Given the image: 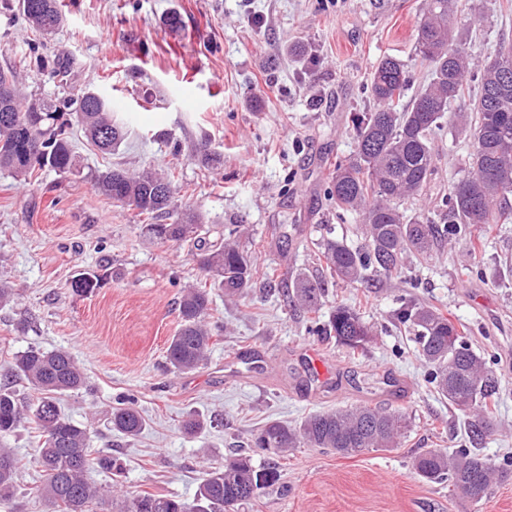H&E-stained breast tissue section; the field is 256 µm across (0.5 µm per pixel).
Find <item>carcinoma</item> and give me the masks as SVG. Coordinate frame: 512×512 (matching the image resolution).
Listing matches in <instances>:
<instances>
[{
  "instance_id": "carcinoma-1",
  "label": "carcinoma",
  "mask_w": 512,
  "mask_h": 512,
  "mask_svg": "<svg viewBox=\"0 0 512 512\" xmlns=\"http://www.w3.org/2000/svg\"><path fill=\"white\" fill-rule=\"evenodd\" d=\"M456 0H428L417 21L420 57L430 67L427 85L408 103H403L409 74L398 60L385 57L374 67L367 90L377 107L354 117L356 151L336 162L327 193L336 203V219L348 214L361 219L365 240L361 250L344 240L326 237L317 243L318 259L325 262L324 276H299L292 284L296 302L307 312L323 305L325 285L338 280L362 284L373 277L401 272L406 262L425 259L439 244L457 235L468 237L471 258L488 241L472 229L512 221V44L500 46L496 58L473 73L470 50L454 43L451 17ZM25 21L45 38L54 36L64 22L62 0H18ZM479 89L467 98L469 85ZM468 102L453 124L456 135L468 138L471 151L464 174L443 199L447 222L434 224L411 218L400 202L418 194L437 162L431 137L441 130L448 107ZM80 127L87 142L114 151L127 132L112 117V105L93 91L58 103L24 94L17 72L0 69V171L25 181L45 167L60 173L78 174L80 167L70 139L72 126ZM94 188L119 206L151 219L150 237L188 247L202 259L210 287L229 297H240L253 287L257 271L250 257L236 242L220 239L211 243L199 237L201 214L174 207L176 191L165 172L144 170L130 174L114 169L94 177ZM103 276L95 271L79 273L71 281L72 292L87 295L100 287ZM210 291L188 286L181 291L178 309L181 328L167 348V359L179 371H191L206 358L214 333L208 326ZM397 320L415 331L418 354L428 369L427 382L461 415L469 419L470 446L453 452L429 449L419 454L413 468L431 483H448L463 498L478 503L497 483L512 480V463L496 465L481 454L485 440L495 432L489 401L497 394V381L484 359L441 311L402 301ZM310 332L329 336L351 351L364 348L374 336V327L345 304L333 307L328 321L314 322ZM10 376L21 379L36 397L24 405L8 385L0 386V436L26 427L38 431L36 461L44 473L42 490L59 512H90L99 490L85 479L96 463L112 466L107 458H91L90 428L76 423L61 410L58 397L86 387V377L75 359L65 351H47L31 346L18 353L8 367ZM145 419L126 400L112 411V429L127 439L137 438ZM208 420L190 415L182 429L197 435ZM409 428L402 412L381 408H338L318 412L295 426L270 421L252 435L250 447L279 455L293 448H332L354 456L395 448ZM20 460L10 448H0V501L16 492ZM272 466L256 467L242 456L206 474L192 501L178 496L136 494L125 512H225V506L251 499V488L263 490L277 483Z\"/></svg>"
}]
</instances>
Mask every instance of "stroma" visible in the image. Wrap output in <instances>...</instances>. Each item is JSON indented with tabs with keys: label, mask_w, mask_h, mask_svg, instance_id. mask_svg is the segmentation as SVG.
<instances>
[{
	"label": "stroma",
	"mask_w": 512,
	"mask_h": 512,
	"mask_svg": "<svg viewBox=\"0 0 512 512\" xmlns=\"http://www.w3.org/2000/svg\"><path fill=\"white\" fill-rule=\"evenodd\" d=\"M453 17L456 40L479 62L512 42L506 0H475ZM427 0H67L65 22L52 39L0 8V69H20L25 92L49 99L90 88L108 100L127 129L104 153L74 132L82 172L43 169L23 183L0 172V280L16 299L0 307V383L6 365L28 346L71 354L86 389L63 396L73 421L91 427V448L111 468L87 477L101 495L93 512H118L131 494L193 498L225 459L250 453L253 431L267 420L296 423L308 414L362 405L400 410L412 429L400 447L345 457L298 448L278 461V484L237 512H512V480L474 504L412 469L431 448L455 449L464 419L425 380L413 334L392 327L401 299L440 309L465 328L473 350L499 380L498 427L483 455L512 457V223L498 225L480 272L464 243L445 244L424 262L369 285L336 284L319 312L354 306L378 332L350 354L335 339L310 335V316L288 290L301 274L319 275L315 242L326 235L354 248L364 240L357 220L341 223L326 194L330 165L350 157L352 118L373 111L366 85L378 61H402L410 93L428 66L417 50L416 24ZM178 14L180 30L166 19ZM48 63H30L32 46ZM64 62L67 85L50 65ZM220 153L214 169L195 162L198 143ZM436 167L407 215L439 217L460 173L467 139L436 135ZM174 173L179 208L204 216L209 238L240 226V247L258 272L275 270L276 286L256 282L248 295L212 291L209 325L217 337L195 371L176 372L166 349L180 325L182 286L204 279L187 248L149 239L135 211L100 196L93 174L107 169ZM106 270L102 288L74 295L71 280ZM29 320L19 332L20 320ZM132 398L146 419L137 440L109 427L117 397ZM215 418L198 436L183 433L188 415ZM21 460L18 491L0 512H56L37 496L43 477L36 443L22 430L0 438Z\"/></svg>",
	"instance_id": "obj_1"
}]
</instances>
